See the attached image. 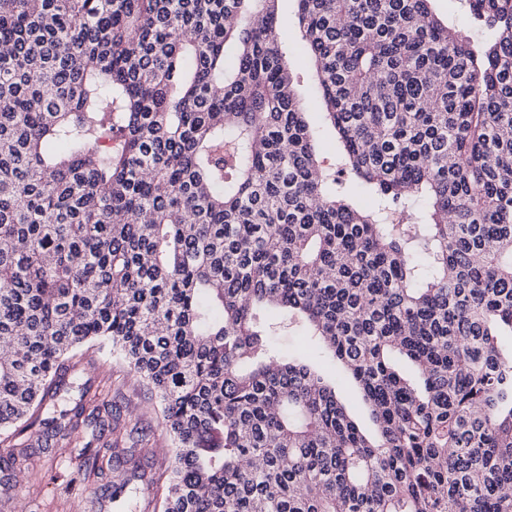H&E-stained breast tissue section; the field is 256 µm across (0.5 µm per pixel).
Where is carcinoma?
Segmentation results:
<instances>
[{"label": "carcinoma", "instance_id": "obj_1", "mask_svg": "<svg viewBox=\"0 0 512 512\" xmlns=\"http://www.w3.org/2000/svg\"><path fill=\"white\" fill-rule=\"evenodd\" d=\"M279 2L0 0V444L71 447L61 376L107 349L160 407L168 466L128 472L163 512H512V0H463L479 40L296 0L326 161ZM289 66L299 97L305 104H309L312 100L314 82L307 57L303 53H296L289 58ZM336 393L362 427L366 429L374 427L370 412L350 378L345 375L336 376Z\"/></svg>", "mask_w": 512, "mask_h": 512}]
</instances>
